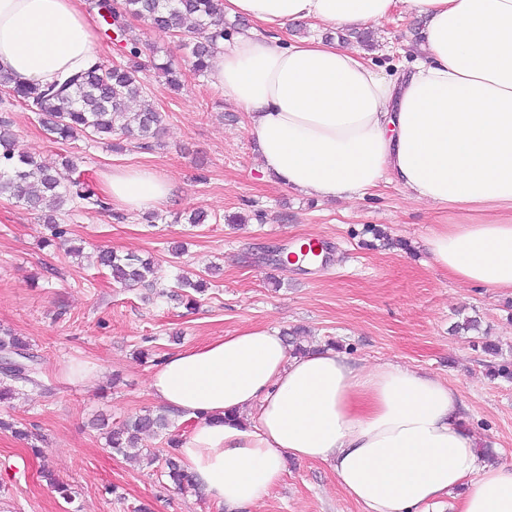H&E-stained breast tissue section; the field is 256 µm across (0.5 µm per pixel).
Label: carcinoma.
<instances>
[{
	"mask_svg": "<svg viewBox=\"0 0 512 512\" xmlns=\"http://www.w3.org/2000/svg\"><path fill=\"white\" fill-rule=\"evenodd\" d=\"M89 6L100 18L101 34L119 31L127 18L136 17L161 32H179L187 40L189 63L197 74L208 71L209 61L224 37L238 29V25H224L217 0H89ZM142 49L139 38L125 30V45L118 49L119 61L107 64L100 60L89 69L77 73L62 84L46 87H22L12 78L0 73V197L15 199L31 210L43 211L51 203L52 214L45 223L52 229V237L62 239L67 231L57 224V215L68 212L75 198L88 200L93 194L84 183L67 175L73 163L65 161L61 168H51L34 156L22 151L12 131L8 116L13 103L19 102L39 116L49 134L56 141L77 137L97 141L120 133L142 141V147H151V139L162 129L164 116L153 108L132 112L128 102L144 96L145 85L139 73L142 69ZM164 77L167 87H180V68L171 60L155 65ZM96 264L108 271L116 283L131 286L144 283L154 274V261L136 255L119 256L109 249L96 255ZM175 287L181 290V300L190 309L197 304V295L208 287L201 274L181 275ZM0 351L23 355L29 343L6 330L0 333ZM168 426L166 415L147 411L135 419L112 428L107 443L113 451L126 454L136 447L140 435L158 433ZM163 476L182 490L194 487L192 476L180 464L175 453L167 454Z\"/></svg>",
	"mask_w": 512,
	"mask_h": 512,
	"instance_id": "carcinoma-1",
	"label": "carcinoma"
}]
</instances>
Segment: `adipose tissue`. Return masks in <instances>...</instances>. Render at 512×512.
Returning <instances> with one entry per match:
<instances>
[{
  "instance_id": "obj_1",
  "label": "adipose tissue",
  "mask_w": 512,
  "mask_h": 512,
  "mask_svg": "<svg viewBox=\"0 0 512 512\" xmlns=\"http://www.w3.org/2000/svg\"><path fill=\"white\" fill-rule=\"evenodd\" d=\"M257 24L215 53L209 73L248 115L264 177L351 201L396 183L419 203L489 212L438 224L434 262L463 285L512 294V0H223ZM424 18L394 76L355 49L312 38L307 21L357 30L396 10ZM84 0H0V71L42 86L96 62ZM116 206L146 210L172 186L149 168L102 176ZM153 397L193 421L179 455L224 512H250L289 460L328 463L363 512H512V464L481 459L457 391L426 372L372 367L322 346L294 355L279 332L247 328L168 355Z\"/></svg>"
}]
</instances>
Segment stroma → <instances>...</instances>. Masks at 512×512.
Returning a JSON list of instances; mask_svg holds the SVG:
<instances>
[{"label":"stroma","instance_id":"obj_1","mask_svg":"<svg viewBox=\"0 0 512 512\" xmlns=\"http://www.w3.org/2000/svg\"><path fill=\"white\" fill-rule=\"evenodd\" d=\"M396 11L369 27L366 54L386 71L409 66L401 54L422 26ZM144 60L182 65L187 51L176 38L128 21ZM148 103L165 116L152 148L77 138L54 141L36 113L15 105L12 130L21 150L50 167L77 162L76 178L99 193L103 173L148 167L166 175L173 190L155 206V222L137 210L101 211L83 200L61 222L74 259L52 240L42 217L0 198V330L26 339L38 358L40 388L16 383L0 403V419L33 433L22 440L0 428V512H222L205 494L165 485L156 467L108 448L97 418L117 425L159 409L149 380L166 355L251 328L305 331L308 344L335 342L339 351L373 365L415 367L456 388L468 426L500 462L512 463V382L490 378V360L512 363V295L449 280L425 245L436 224H478L484 215L457 206L439 209L413 201L386 183L355 201L318 200L264 179L247 118L225 101L209 76L184 69L183 87L165 88L147 70ZM203 211L206 223L187 224ZM241 215L245 224H230ZM327 247L322 264L284 265L299 241ZM186 251L173 258L171 248ZM152 258L162 286L178 275L219 267L194 310L154 297L140 285L113 283L95 266L98 249ZM477 330L461 331L467 319ZM496 344L490 357L484 344ZM92 374L84 382L69 366ZM69 489L62 498L59 486ZM251 512H361L328 464L289 461L282 483Z\"/></svg>","mask_w":512,"mask_h":512}]
</instances>
